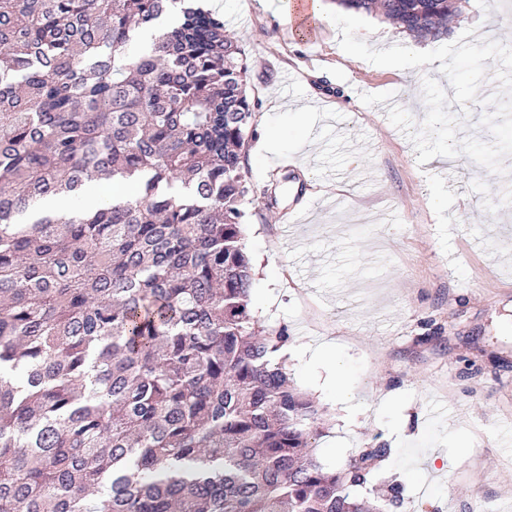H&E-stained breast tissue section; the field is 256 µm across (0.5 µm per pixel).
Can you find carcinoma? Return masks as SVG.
Returning a JSON list of instances; mask_svg holds the SVG:
<instances>
[{
    "label": "carcinoma",
    "instance_id": "cac0c4a2",
    "mask_svg": "<svg viewBox=\"0 0 512 512\" xmlns=\"http://www.w3.org/2000/svg\"><path fill=\"white\" fill-rule=\"evenodd\" d=\"M417 39L448 0H336ZM171 13L150 49L135 34ZM242 49L199 0H0V512H390L250 309ZM134 183L86 210L101 180ZM47 197L73 202L60 214Z\"/></svg>",
    "mask_w": 512,
    "mask_h": 512
}]
</instances>
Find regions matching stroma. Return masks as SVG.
<instances>
[{"label":"stroma","mask_w":512,"mask_h":512,"mask_svg":"<svg viewBox=\"0 0 512 512\" xmlns=\"http://www.w3.org/2000/svg\"><path fill=\"white\" fill-rule=\"evenodd\" d=\"M501 2L462 0L448 37L424 44L432 71L377 67L401 31L372 15L334 8L300 35L278 0L220 10L257 101L251 311L288 329L290 377L325 411L321 464L339 470L386 445L385 473L405 484L398 512H512V115L497 113L512 97V14ZM437 454L448 466L435 472Z\"/></svg>","instance_id":"stroma-1"}]
</instances>
